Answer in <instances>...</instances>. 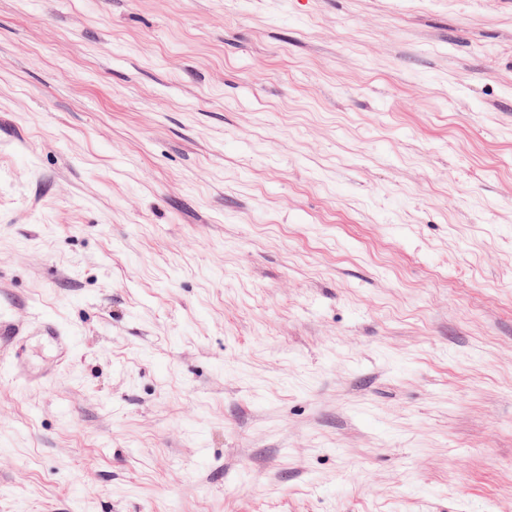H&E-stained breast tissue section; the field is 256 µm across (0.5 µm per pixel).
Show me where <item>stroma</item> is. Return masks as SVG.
Returning a JSON list of instances; mask_svg holds the SVG:
<instances>
[{
    "instance_id": "stroma-1",
    "label": "stroma",
    "mask_w": 512,
    "mask_h": 512,
    "mask_svg": "<svg viewBox=\"0 0 512 512\" xmlns=\"http://www.w3.org/2000/svg\"><path fill=\"white\" fill-rule=\"evenodd\" d=\"M4 318L0 512H512V0H0Z\"/></svg>"
}]
</instances>
